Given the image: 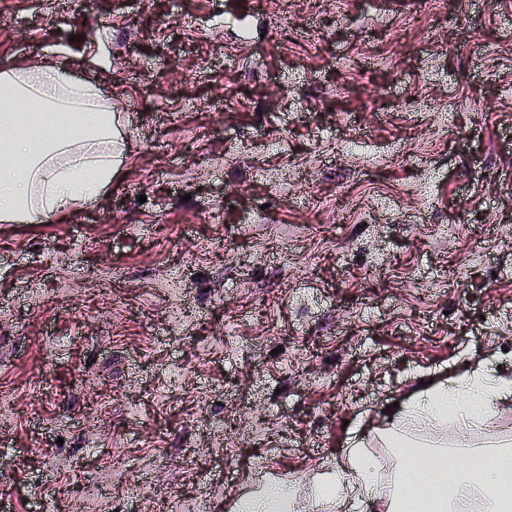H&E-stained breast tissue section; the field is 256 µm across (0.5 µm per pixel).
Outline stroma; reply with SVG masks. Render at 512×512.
<instances>
[{
	"label": "stroma",
	"mask_w": 512,
	"mask_h": 512,
	"mask_svg": "<svg viewBox=\"0 0 512 512\" xmlns=\"http://www.w3.org/2000/svg\"><path fill=\"white\" fill-rule=\"evenodd\" d=\"M0 59L95 86L121 161L97 202L0 223V512L91 487L236 512L273 479L294 512H364L314 486L359 441L388 493V405L512 372V0H0ZM402 430L461 469L512 404Z\"/></svg>",
	"instance_id": "35a3bbf8"
}]
</instances>
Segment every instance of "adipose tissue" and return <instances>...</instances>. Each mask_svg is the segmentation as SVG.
Listing matches in <instances>:
<instances>
[{"mask_svg": "<svg viewBox=\"0 0 512 512\" xmlns=\"http://www.w3.org/2000/svg\"><path fill=\"white\" fill-rule=\"evenodd\" d=\"M38 101L45 117L20 124L14 111L20 104ZM118 117L111 105L100 101L90 86L73 81L63 68H35L0 72V222L41 224L61 211L97 201L119 171L112 146L119 134ZM61 126L73 128L60 137ZM512 400V375L476 363L454 383L427 381L393 412L391 425L381 438L390 447L406 448L410 442L399 430L400 420L423 414L438 427L449 418L481 422L495 402ZM512 472V450L486 457L477 468L449 475L447 465L428 475L434 488L422 499V512H439L447 487L465 493L479 486L487 491V512H505L507 501L499 489L503 473ZM410 475H399L391 500L372 496L374 474L358 452H351L335 479L322 481L330 497L344 502L348 493L368 498L370 512H397L409 492Z\"/></svg>", "mask_w": 512, "mask_h": 512, "instance_id": "ef3b65f1", "label": "adipose tissue"}]
</instances>
